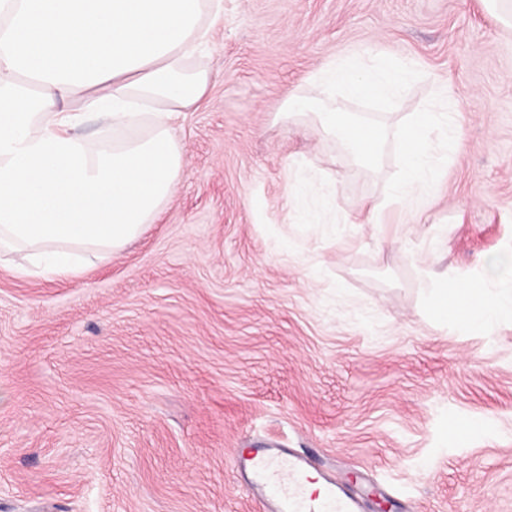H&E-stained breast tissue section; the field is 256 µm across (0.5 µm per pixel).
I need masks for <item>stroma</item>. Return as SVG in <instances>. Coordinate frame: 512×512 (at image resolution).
<instances>
[{
	"label": "stroma",
	"instance_id": "1",
	"mask_svg": "<svg viewBox=\"0 0 512 512\" xmlns=\"http://www.w3.org/2000/svg\"><path fill=\"white\" fill-rule=\"evenodd\" d=\"M223 4L157 220L77 281L0 256V512H264L234 465L264 447L365 512H512V321L424 309L512 245V30L481 0ZM372 45L422 74L397 116L445 85L461 123L432 195L380 212L393 148L359 167L280 112ZM300 157L335 183L334 225L290 205Z\"/></svg>",
	"mask_w": 512,
	"mask_h": 512
}]
</instances>
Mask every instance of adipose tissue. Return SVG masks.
Instances as JSON below:
<instances>
[{
    "mask_svg": "<svg viewBox=\"0 0 512 512\" xmlns=\"http://www.w3.org/2000/svg\"><path fill=\"white\" fill-rule=\"evenodd\" d=\"M222 16L221 0H0V252L23 253L20 274L79 277L157 218L184 166L173 120L212 80L192 59ZM89 113L112 135H71ZM482 269L428 289V316L512 320V249Z\"/></svg>",
    "mask_w": 512,
    "mask_h": 512,
    "instance_id": "adipose-tissue-1",
    "label": "adipose tissue"
}]
</instances>
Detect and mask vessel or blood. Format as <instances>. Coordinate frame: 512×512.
<instances>
[{
	"mask_svg": "<svg viewBox=\"0 0 512 512\" xmlns=\"http://www.w3.org/2000/svg\"><path fill=\"white\" fill-rule=\"evenodd\" d=\"M238 469L243 480L267 502L268 512H362L360 497L335 482L308 493V463L287 449H249L240 455Z\"/></svg>",
	"mask_w": 512,
	"mask_h": 512,
	"instance_id": "1",
	"label": "vessel or blood"
}]
</instances>
